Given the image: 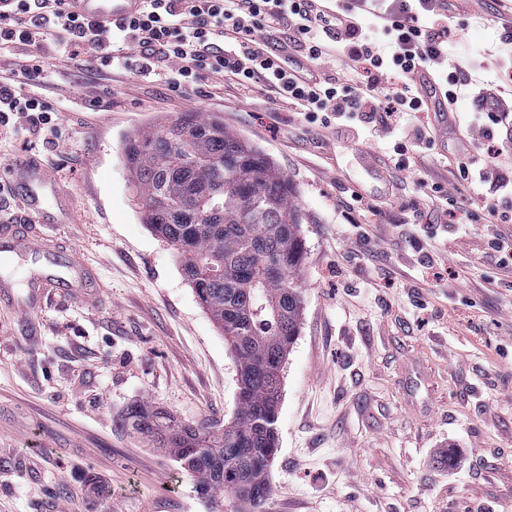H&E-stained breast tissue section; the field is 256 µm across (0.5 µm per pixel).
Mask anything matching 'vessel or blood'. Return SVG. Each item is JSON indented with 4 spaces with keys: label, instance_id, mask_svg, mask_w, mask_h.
Instances as JSON below:
<instances>
[{
    "label": "vessel or blood",
    "instance_id": "vessel-or-blood-1",
    "mask_svg": "<svg viewBox=\"0 0 512 512\" xmlns=\"http://www.w3.org/2000/svg\"><path fill=\"white\" fill-rule=\"evenodd\" d=\"M74 13L108 27L135 16L142 0H66ZM417 80L423 99L435 115L439 127L456 122V111L442 87L428 73ZM22 186L26 216L17 222L0 223V259L39 257L40 265L27 279L24 294H17L14 282L0 276V303L12 305L16 312L34 314L43 306L48 291H61L77 299L92 298L100 283L92 270L79 261L73 249L55 240L35 238V224L68 223L71 210L69 189L54 180L42 162L33 158L0 166V187Z\"/></svg>",
    "mask_w": 512,
    "mask_h": 512
}]
</instances>
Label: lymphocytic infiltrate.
<instances>
[{
  "instance_id": "f902f5d3",
  "label": "lymphocytic infiltrate",
  "mask_w": 512,
  "mask_h": 512,
  "mask_svg": "<svg viewBox=\"0 0 512 512\" xmlns=\"http://www.w3.org/2000/svg\"><path fill=\"white\" fill-rule=\"evenodd\" d=\"M365 13L389 17L380 38L359 25L332 35V17L315 13L310 0H143L136 17L108 29L67 12L63 0H11L4 14L7 24L0 26V57L19 41L36 52L20 63L18 75L0 72V126L17 118L41 125L50 135L56 130L37 93L15 90L19 75L45 81L47 66L38 47L52 45L60 60L76 63L84 50L102 53L121 43L138 50L140 75L161 70L177 87L193 70L206 69L241 86L264 84L298 108L306 127L356 129L403 169L409 153L430 150L434 143L431 127L422 120L417 74L433 73L448 86L449 100H456L464 80L444 59L449 49L462 54L466 48L449 40V15L437 0H366ZM281 23L293 30L295 50L312 60L332 53L362 64V80L355 85L323 77L312 82L295 70L293 60L278 61L254 33ZM392 74L403 84L384 91L382 81ZM468 128L472 150L457 161L456 177L496 186L497 195L486 198L482 210L487 223L506 220L499 197L512 195V179L500 173L496 159L512 149V101L497 87L480 89Z\"/></svg>"
}]
</instances>
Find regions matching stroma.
<instances>
[{
	"label": "stroma",
	"mask_w": 512,
	"mask_h": 512,
	"mask_svg": "<svg viewBox=\"0 0 512 512\" xmlns=\"http://www.w3.org/2000/svg\"><path fill=\"white\" fill-rule=\"evenodd\" d=\"M499 10L458 8L451 33L479 52V83L512 91ZM41 54L43 100L69 106L55 140L17 134L7 158L39 157L72 190L71 223L36 231L70 244L102 288L51 294L31 316L0 306V512H243L122 425L141 401L190 423H223L236 405L228 346L177 251L143 223L124 162L128 137L186 112L262 150L303 212L304 310L269 512H512V265L490 245L512 222L446 223L373 142L305 128L262 88L203 71L174 89ZM460 155L458 133L440 132L413 160L475 210L488 189L455 181Z\"/></svg>",
	"instance_id": "obj_1"
}]
</instances>
